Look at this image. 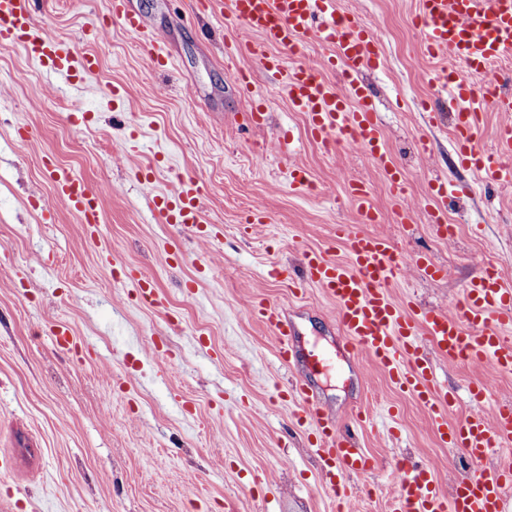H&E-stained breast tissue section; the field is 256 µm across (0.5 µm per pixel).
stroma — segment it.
Listing matches in <instances>:
<instances>
[{"label": "stroma", "mask_w": 512, "mask_h": 512, "mask_svg": "<svg viewBox=\"0 0 512 512\" xmlns=\"http://www.w3.org/2000/svg\"><path fill=\"white\" fill-rule=\"evenodd\" d=\"M129 2L147 15V35L115 23L95 43L85 32L102 24L110 0H40L37 25L99 57L95 74L70 85L20 47L0 45V455L15 462L0 473V512H336L292 402L277 396L295 375L332 412L371 410L354 439L375 468L347 481L361 512H390L400 460L425 464L448 488L465 468L423 405L367 355L345 354L333 300L313 285L291 294L269 271L300 276L309 250L348 261L336 227L353 224L446 267L443 280L405 268L389 284L396 302L447 307L485 262L512 285V185L485 187L452 161L460 104L437 77L444 69L463 77L460 62L423 56L417 0H337L339 11L380 22L381 64L363 78L416 209L414 223L400 224L381 166L360 150L322 149L275 77L247 57L226 60L225 43L242 32L227 0L212 12L201 0ZM150 38L172 66H155ZM241 69L252 73L247 93L234 85ZM109 86L119 98L105 96ZM259 104L264 123L255 129L245 115ZM75 113L88 114L85 125H72ZM48 152L101 191L94 235L55 200ZM295 164L321 194L295 190ZM143 171L152 190L139 183ZM438 175L470 184L471 195L429 197ZM188 178L203 189L196 230L166 223L152 204ZM353 180L384 223H360L346 196ZM257 202L268 221L245 226ZM436 208L456 225L454 237L431 224ZM145 277L159 304L136 292L134 280ZM262 300L298 327L291 366L278 360L270 328L243 315ZM56 320L78 349L54 344ZM436 368L441 384L462 391L484 380L493 400H512V373L442 360Z\"/></svg>", "instance_id": "obj_1"}]
</instances>
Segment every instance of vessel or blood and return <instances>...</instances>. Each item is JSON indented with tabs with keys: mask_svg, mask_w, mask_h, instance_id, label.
<instances>
[{
	"mask_svg": "<svg viewBox=\"0 0 512 512\" xmlns=\"http://www.w3.org/2000/svg\"><path fill=\"white\" fill-rule=\"evenodd\" d=\"M38 4L39 0H0V44L23 47L41 68L69 83L94 74L99 66L95 54L79 51L36 26ZM231 5L249 36L226 48V55L248 56L279 78L292 109L304 113L315 142L327 149L336 134L350 136L355 147L367 151L384 169L393 187H400V171L388 160L372 95L359 78L363 68L377 67L381 60L362 23L338 14L336 0H231ZM110 13L127 32L141 34L148 28L147 16L130 10L126 0H112ZM415 19L427 56L450 55L470 75L466 81L438 78L462 104L453 127L454 150L461 164L482 181L511 182L512 122L499 126L492 150L480 149L483 114L475 102V83L497 84L492 109L512 112V93L502 90L503 79L493 69L512 54V0H420ZM311 36L332 44L333 52L324 65L341 69L343 87L304 64L285 65L273 53L277 47L300 53ZM53 181L57 201L74 212L83 226L98 224L99 191L68 173L54 174ZM348 198L362 223L380 222L364 184L350 182ZM156 204L167 223L192 228L202 221V189L195 180L183 181L176 195L157 199ZM336 237L346 244L349 262H338L321 251L305 252L304 283L317 286L335 301L346 349L366 353L396 389L422 403L443 446L461 454L470 467L444 494L430 470L397 463L392 472L396 493L391 512H512V497L505 493L506 486L512 485V403H491L488 386L476 383L468 394L477 411L449 421L457 396L437 382L428 357L433 351L451 363L464 359L511 372L512 338L505 336L503 328L512 323V289L501 275L484 269L465 283L451 309L400 305L392 299L388 283L403 267L413 265L430 278L442 277V267L423 258L406 261L390 240L356 232L349 224L337 225ZM245 315L271 328L278 358L290 362L296 330L283 311L254 301ZM288 392L315 439L324 483L337 495L340 512H353L345 480L371 471L372 457L355 446L352 435L306 380H291ZM485 404L491 405V412H482ZM493 455L497 466L485 469V461Z\"/></svg>",
	"mask_w": 512,
	"mask_h": 512,
	"instance_id": "1",
	"label": "vessel or blood"
}]
</instances>
